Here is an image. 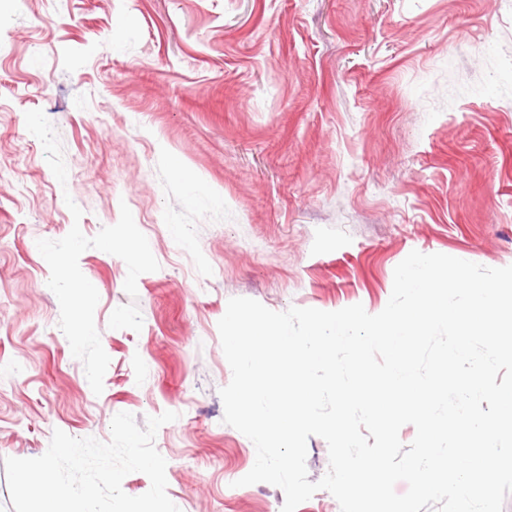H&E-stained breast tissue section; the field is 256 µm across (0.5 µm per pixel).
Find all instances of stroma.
Segmentation results:
<instances>
[{"label":"stroma","mask_w":512,"mask_h":512,"mask_svg":"<svg viewBox=\"0 0 512 512\" xmlns=\"http://www.w3.org/2000/svg\"><path fill=\"white\" fill-rule=\"evenodd\" d=\"M414 250L512 265V0H0V512L166 411L180 512H281L229 299L376 314Z\"/></svg>","instance_id":"1"}]
</instances>
